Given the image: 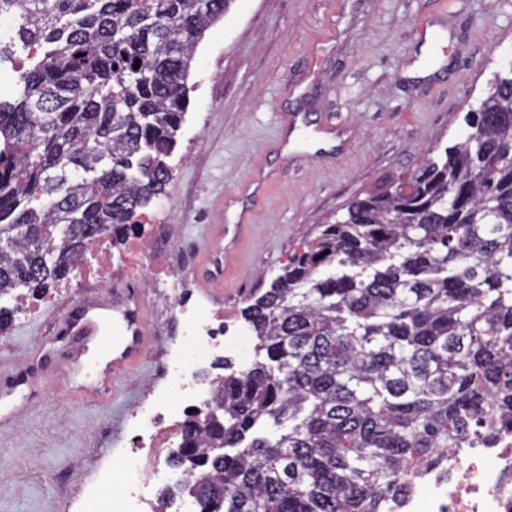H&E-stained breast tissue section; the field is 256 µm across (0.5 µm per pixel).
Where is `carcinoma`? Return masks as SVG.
<instances>
[{
  "label": "carcinoma",
  "instance_id": "obj_1",
  "mask_svg": "<svg viewBox=\"0 0 512 512\" xmlns=\"http://www.w3.org/2000/svg\"><path fill=\"white\" fill-rule=\"evenodd\" d=\"M230 3L0 0L45 47L0 105V294L61 281L164 194L193 50ZM467 126L250 297L264 359L224 375L220 420L186 426L206 448L176 457L200 512H379L488 399L512 413V70Z\"/></svg>",
  "mask_w": 512,
  "mask_h": 512
}]
</instances>
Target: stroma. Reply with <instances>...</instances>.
Instances as JSON below:
<instances>
[{
  "mask_svg": "<svg viewBox=\"0 0 512 512\" xmlns=\"http://www.w3.org/2000/svg\"><path fill=\"white\" fill-rule=\"evenodd\" d=\"M428 18L430 52L419 35ZM510 56L512 0H232L195 49L172 177L139 232L176 225L194 301L240 320L251 291L319 225L463 138L467 110ZM305 119L334 128L339 147L286 144ZM219 242L224 278L213 282L202 271ZM125 291L121 280L83 282L0 330V512H69L74 492L126 451L131 408L160 392L175 294L149 289L144 349L124 370L100 373L95 343L55 342L72 306Z\"/></svg>",
  "mask_w": 512,
  "mask_h": 512,
  "instance_id": "obj_1",
  "label": "stroma"
}]
</instances>
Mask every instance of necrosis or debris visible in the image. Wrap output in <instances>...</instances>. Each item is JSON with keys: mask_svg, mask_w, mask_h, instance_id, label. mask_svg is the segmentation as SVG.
<instances>
[{"mask_svg": "<svg viewBox=\"0 0 512 512\" xmlns=\"http://www.w3.org/2000/svg\"><path fill=\"white\" fill-rule=\"evenodd\" d=\"M178 307L187 330L167 351L164 396L132 409L129 453L118 466L100 469L96 483L74 498V512H102L103 494L112 488L117 491L112 512H144L149 503L158 512H189L164 451L183 446L188 415H204L222 391L218 375L198 384V368L222 351L245 363L249 338L245 330L226 325L223 312L203 314L185 296ZM381 512H512V417L488 404L448 450L435 453L398 495L382 502Z\"/></svg>", "mask_w": 512, "mask_h": 512, "instance_id": "4bbe7bcc", "label": "necrosis or debris"}]
</instances>
